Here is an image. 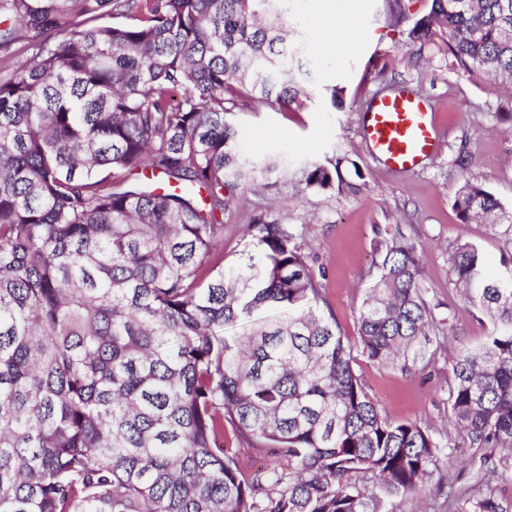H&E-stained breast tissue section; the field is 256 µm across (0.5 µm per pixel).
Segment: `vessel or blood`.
Instances as JSON below:
<instances>
[{
    "label": "vessel or blood",
    "instance_id": "b4317fda",
    "mask_svg": "<svg viewBox=\"0 0 512 512\" xmlns=\"http://www.w3.org/2000/svg\"><path fill=\"white\" fill-rule=\"evenodd\" d=\"M363 135L389 170L403 173L436 152L442 131L428 103L401 90L373 99Z\"/></svg>",
    "mask_w": 512,
    "mask_h": 512
}]
</instances>
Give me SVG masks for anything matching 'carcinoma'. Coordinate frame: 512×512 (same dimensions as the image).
Here are the masks:
<instances>
[{
    "mask_svg": "<svg viewBox=\"0 0 512 512\" xmlns=\"http://www.w3.org/2000/svg\"><path fill=\"white\" fill-rule=\"evenodd\" d=\"M287 3L0 0V512H379L438 468L433 436L352 369L356 347L416 359L440 332L400 226L355 343L274 207L254 208L245 257L224 266V221L255 174L288 170L244 155L233 121L288 111L302 45ZM436 27L462 70L512 81V0H432L409 36ZM340 165H304L300 192L356 190ZM454 206L512 224L477 180ZM449 263L492 323L454 360L451 421L475 448L512 450V266L488 275L471 243ZM226 422L291 473L244 480L219 447ZM482 466L486 492L461 512H508Z\"/></svg>",
    "mask_w": 512,
    "mask_h": 512,
    "instance_id": "1",
    "label": "carcinoma"
}]
</instances>
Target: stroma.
Here are the masks:
<instances>
[{"mask_svg": "<svg viewBox=\"0 0 512 512\" xmlns=\"http://www.w3.org/2000/svg\"><path fill=\"white\" fill-rule=\"evenodd\" d=\"M362 42L348 50L321 52L317 28L324 0H289L285 22L305 42L300 63L307 76L287 111L267 107L236 118L243 149L252 155L283 153L293 165L309 160H340L344 180L357 192L296 195V185L279 182L249 194L253 204H274L284 223L317 258L325 312L342 336L356 340L362 301L374 278L375 249L385 230L401 225L415 246L423 270V291L442 332L432 337L423 358L407 368L381 365L364 355L352 363L366 391L387 414L431 430L450 459L414 497L386 501L387 512H459L477 495L481 458L499 467L495 493L512 503V454L504 448L470 447L450 420L449 393L458 349L483 342L491 330L487 317L464 299L448 280L449 256L459 243L475 244L489 270L512 264V226L462 223L454 208L457 190L475 178L512 210V86L485 72L459 69L442 37L411 40L414 20L427 15L431 0H404L407 20L396 22L387 0H363ZM344 87L342 108L320 92ZM406 88L431 105L444 130L437 153L412 172L398 174L378 161L364 139V113L375 95ZM224 451L233 455L244 478L287 471L286 459L261 444L241 441L224 430Z\"/></svg>", "mask_w": 512, "mask_h": 512, "instance_id": "stroma-1", "label": "stroma"}]
</instances>
